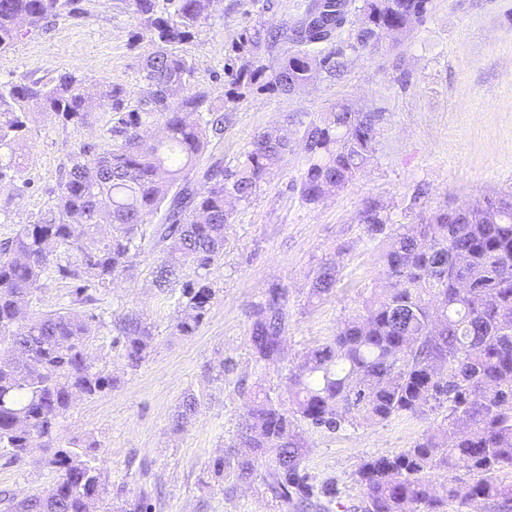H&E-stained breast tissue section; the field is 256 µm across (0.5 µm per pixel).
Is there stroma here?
Returning <instances> with one entry per match:
<instances>
[{
	"instance_id": "obj_1",
	"label": "stroma",
	"mask_w": 512,
	"mask_h": 512,
	"mask_svg": "<svg viewBox=\"0 0 512 512\" xmlns=\"http://www.w3.org/2000/svg\"><path fill=\"white\" fill-rule=\"evenodd\" d=\"M309 0H215L204 33L184 45L192 88L223 104L224 138L204 163H236L252 137L278 130L290 147L280 168L229 225L224 255L211 269L218 290L194 335L172 329L178 295L152 286L162 248L145 238L133 269L100 293L98 306L118 318L139 315L153 334L141 366L128 371L100 329L91 345L121 384L76 403L61 428L62 440L94 437L96 465L113 505L147 494L152 512H287L261 481H211L209 463L229 455L246 416L240 380L260 382L272 398L287 400L288 376L310 350L328 341L337 325L361 314L372 289L382 286L380 241L360 221L365 204H383L393 222L415 223L419 211L473 204L512 192V0H431L423 22L387 34L374 52L349 53L337 79L285 95L261 84L229 101L227 65L241 66L232 44L243 29H278L299 21ZM154 49L129 0H74L49 28L21 35L0 53V81L46 79L74 71L86 84L118 83L135 91ZM338 103L383 119L373 162L355 181L315 204L300 196L306 126ZM111 115L91 106L83 126L33 115L28 160L21 177L0 183V239L32 223L55 198L61 173L79 146L108 128ZM338 266L332 293L310 294L323 262ZM288 291L289 323L281 361L256 380L248 346V310L266 289ZM200 406L183 430L175 411L187 392ZM423 422L361 423L307 435L306 468L314 486L335 484L330 512H357L362 488L353 475L369 457L410 447ZM41 451L26 462L0 455V491L23 496L53 483Z\"/></svg>"
}]
</instances>
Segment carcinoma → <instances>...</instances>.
Here are the masks:
<instances>
[{"mask_svg":"<svg viewBox=\"0 0 512 512\" xmlns=\"http://www.w3.org/2000/svg\"><path fill=\"white\" fill-rule=\"evenodd\" d=\"M213 0H130L157 49L142 67L135 108L119 84L88 87L76 73L28 82H0V182L20 178L30 108L73 125L88 123L89 102L112 114L99 142L82 144L64 170L52 205L12 237L0 240V453L23 462L41 444V463L56 473L43 490L17 497L0 492L5 512H151L145 494L112 506L108 484L94 465L96 441L60 440L75 403L118 387L120 378L98 365L89 346L100 327L113 326L110 345L126 367L145 359L152 336L133 316L107 323L94 308L96 294L125 275L151 235L164 244L152 285L180 291L173 331L193 335L216 296L210 270L224 253L226 226L275 175L288 141L271 132L252 138L234 167L201 164L224 138L225 113L191 89V67L178 47L203 32ZM355 42L334 43L346 21L338 0H310L305 20L276 32H241L235 51L289 42L268 86L292 94L344 72L347 51L379 48L383 29L402 33L424 20L429 0H359ZM73 0H0V53L23 30L40 29ZM322 44L331 48L323 50ZM260 67L228 69L245 88ZM159 121L162 134L145 126ZM382 114L338 105L310 122L303 136L307 167L302 200L314 204L353 182L371 163ZM163 221L147 228L149 218ZM362 223L385 247V285L366 300L365 313L346 319L336 335L308 352L288 377L289 407L261 389L241 388L247 417L236 435L242 449L215 459L208 472L247 483L261 476L272 499L293 512L336 497L326 484L315 491L305 472L304 429L334 432L357 421H433L422 437L394 455L370 457L356 472L361 512H465L476 502L512 508V195L474 205L434 209L420 223L394 229L385 207L373 201ZM193 271L188 275L187 271ZM336 263L320 265L311 295L336 286ZM54 278L69 285L70 303L84 309L28 314ZM248 342L254 371L277 365L288 332V290L269 288L249 311ZM199 399L183 397L174 428H184ZM471 483L462 488L456 472Z\"/></svg>","mask_w":512,"mask_h":512,"instance_id":"1","label":"carcinoma"}]
</instances>
